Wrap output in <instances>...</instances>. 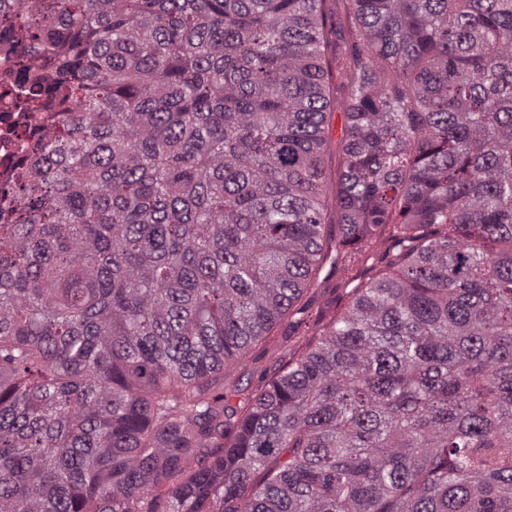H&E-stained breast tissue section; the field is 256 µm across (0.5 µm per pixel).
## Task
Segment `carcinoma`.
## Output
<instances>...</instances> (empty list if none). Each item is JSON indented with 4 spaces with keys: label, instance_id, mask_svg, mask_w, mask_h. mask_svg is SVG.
Here are the masks:
<instances>
[{
    "label": "carcinoma",
    "instance_id": "cac0c4a2",
    "mask_svg": "<svg viewBox=\"0 0 512 512\" xmlns=\"http://www.w3.org/2000/svg\"><path fill=\"white\" fill-rule=\"evenodd\" d=\"M25 8L0 512H512V0ZM290 346L288 342H280L275 345H266L257 347L253 351V362L248 365L245 370L236 373L233 381L237 382L240 378L239 385H250L255 387L261 381L272 374L274 369L285 359L288 358Z\"/></svg>",
    "mask_w": 512,
    "mask_h": 512
}]
</instances>
